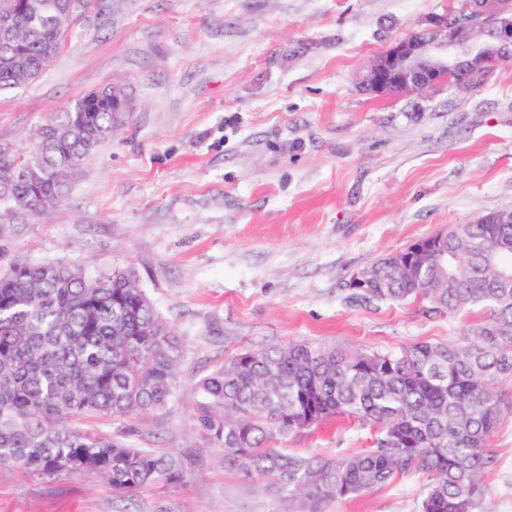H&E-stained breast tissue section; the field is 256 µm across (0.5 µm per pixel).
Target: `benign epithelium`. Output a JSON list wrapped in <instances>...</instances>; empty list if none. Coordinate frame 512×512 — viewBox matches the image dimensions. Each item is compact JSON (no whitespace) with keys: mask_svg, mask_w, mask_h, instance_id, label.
Wrapping results in <instances>:
<instances>
[{"mask_svg":"<svg viewBox=\"0 0 512 512\" xmlns=\"http://www.w3.org/2000/svg\"><path fill=\"white\" fill-rule=\"evenodd\" d=\"M83 0H67L57 11L60 19L77 18ZM467 26L440 19L425 39L411 33L393 43L364 70L361 83L386 96L452 82L462 64L477 70L512 55V8L501 0H466Z\"/></svg>","mask_w":512,"mask_h":512,"instance_id":"1","label":"benign epithelium"}]
</instances>
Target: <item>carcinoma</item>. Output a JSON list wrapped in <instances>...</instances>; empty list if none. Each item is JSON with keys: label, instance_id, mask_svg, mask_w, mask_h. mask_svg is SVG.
Listing matches in <instances>:
<instances>
[{"label": "carcinoma", "instance_id": "carcinoma-1", "mask_svg": "<svg viewBox=\"0 0 512 512\" xmlns=\"http://www.w3.org/2000/svg\"><path fill=\"white\" fill-rule=\"evenodd\" d=\"M0 41V90L39 76L66 28L59 0H25ZM123 97L96 89L37 131L34 151L0 150V219H42L81 161L121 122ZM448 259L416 252L398 270L367 267L356 302L427 304L470 317L448 343L352 352L288 342L230 358L196 385L193 423L224 466L274 481L301 512L361 495L413 472L428 475L420 512H474L485 493L491 436L512 419V224H457ZM179 341L124 269L91 276L58 263L0 275V465L34 476L94 472L118 492L180 484L185 459L93 433L85 425L163 407L175 392ZM375 429L373 446L334 458L279 440L332 418Z\"/></svg>", "mask_w": 512, "mask_h": 512}]
</instances>
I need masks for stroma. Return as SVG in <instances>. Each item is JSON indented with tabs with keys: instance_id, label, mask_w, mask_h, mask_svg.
I'll return each mask as SVG.
<instances>
[{
	"instance_id": "obj_1",
	"label": "stroma",
	"mask_w": 512,
	"mask_h": 512,
	"mask_svg": "<svg viewBox=\"0 0 512 512\" xmlns=\"http://www.w3.org/2000/svg\"><path fill=\"white\" fill-rule=\"evenodd\" d=\"M458 0H95L34 80L0 92V145L110 82L129 107L47 220L0 224V272L60 262L131 269L180 342L160 410L93 425L159 453L200 448L199 378L268 344L384 351L462 336L423 304L352 302L349 277L386 253L512 208V62L474 88L364 90V65ZM331 419L281 447L320 457L371 447ZM186 481L135 494L94 473L46 479L0 466V512H296L269 481L200 448ZM475 512H512V420L490 438ZM409 474L322 512H418Z\"/></svg>"
}]
</instances>
